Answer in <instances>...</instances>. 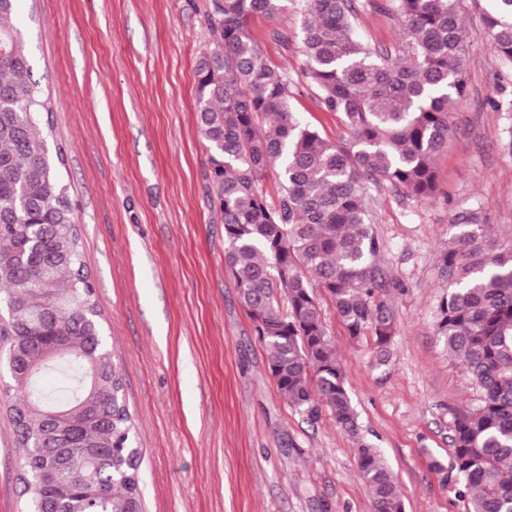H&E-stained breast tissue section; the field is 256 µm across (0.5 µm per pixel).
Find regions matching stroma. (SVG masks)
I'll use <instances>...</instances> for the list:
<instances>
[{
    "label": "stroma",
    "instance_id": "stroma-1",
    "mask_svg": "<svg viewBox=\"0 0 512 512\" xmlns=\"http://www.w3.org/2000/svg\"><path fill=\"white\" fill-rule=\"evenodd\" d=\"M212 0H17L15 22L51 97L53 139L77 204V231L123 367L141 448L145 512H374L356 465L379 448L405 512H464L428 466L449 459L453 410L481 391L435 330L448 288L439 272L458 214L478 210L512 243V62L494 52L481 6L468 4L469 93L436 159L434 199L376 195L380 256L393 292L391 355L372 363L328 296L320 302L357 412L350 434L306 419L279 395L267 352L224 265V221L196 118L195 62ZM264 56L288 66L292 107L329 138L342 128L302 75L301 16L252 20ZM0 390V512L22 502L20 455Z\"/></svg>",
    "mask_w": 512,
    "mask_h": 512
}]
</instances>
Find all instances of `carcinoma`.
<instances>
[{
    "instance_id": "cac0c4a2",
    "label": "carcinoma",
    "mask_w": 512,
    "mask_h": 512,
    "mask_svg": "<svg viewBox=\"0 0 512 512\" xmlns=\"http://www.w3.org/2000/svg\"><path fill=\"white\" fill-rule=\"evenodd\" d=\"M480 0H212L210 43L195 63L197 124L224 219L225 266L267 350L268 368L289 406L317 421L323 413L357 433V415L326 327L317 290L326 292L348 336L366 341L384 365L396 323L388 297L399 284L380 266L372 189L387 185L430 199L436 157L452 134L451 112L469 90L464 4ZM16 0H0V336L41 364L19 374L4 363L17 395L9 409L30 512L58 500L60 512H139L140 449L120 397L123 375L105 344L95 291L74 231L76 204L53 148L48 95L33 77L30 49L14 24ZM301 5L304 76L344 133L336 140L291 108L288 68L265 58L250 28ZM392 16L391 46L357 33L362 12ZM484 31L512 61V0H490ZM279 180L277 198L263 182ZM443 252L448 291L436 333L483 397L452 412L449 463L429 466L465 502L466 512H512V245L461 215ZM53 310L34 325L24 311ZM71 338L77 352L47 358ZM108 382L91 388L94 370ZM59 375L52 393L42 379ZM91 398L93 412L66 421L72 467L46 480L52 463L38 447L40 414L29 403L67 410ZM357 467L374 512H404L379 449L363 441Z\"/></svg>"
}]
</instances>
